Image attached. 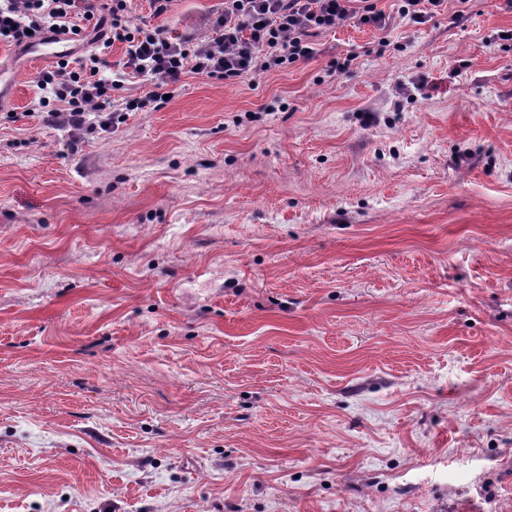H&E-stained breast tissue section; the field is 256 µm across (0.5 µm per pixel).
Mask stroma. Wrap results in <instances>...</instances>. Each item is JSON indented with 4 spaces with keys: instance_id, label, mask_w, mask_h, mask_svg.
Instances as JSON below:
<instances>
[{
    "instance_id": "35a3bbf8",
    "label": "stroma",
    "mask_w": 512,
    "mask_h": 512,
    "mask_svg": "<svg viewBox=\"0 0 512 512\" xmlns=\"http://www.w3.org/2000/svg\"><path fill=\"white\" fill-rule=\"evenodd\" d=\"M316 42L78 137L0 44V512H512V8Z\"/></svg>"
}]
</instances>
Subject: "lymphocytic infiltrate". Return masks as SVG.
Returning a JSON list of instances; mask_svg holds the SVG:
<instances>
[{"label":"lymphocytic infiltrate","mask_w":512,"mask_h":512,"mask_svg":"<svg viewBox=\"0 0 512 512\" xmlns=\"http://www.w3.org/2000/svg\"><path fill=\"white\" fill-rule=\"evenodd\" d=\"M345 24L382 30L389 18L377 0H224L200 38L132 23L127 0H0V43L28 47L48 35L91 38L95 53L77 64L60 59L42 73L32 113L85 135L123 123L132 109L161 105L183 74L234 81L315 57L319 34ZM121 45L118 63L109 56ZM134 77L148 85L135 102L114 103L112 89Z\"/></svg>","instance_id":"obj_1"}]
</instances>
